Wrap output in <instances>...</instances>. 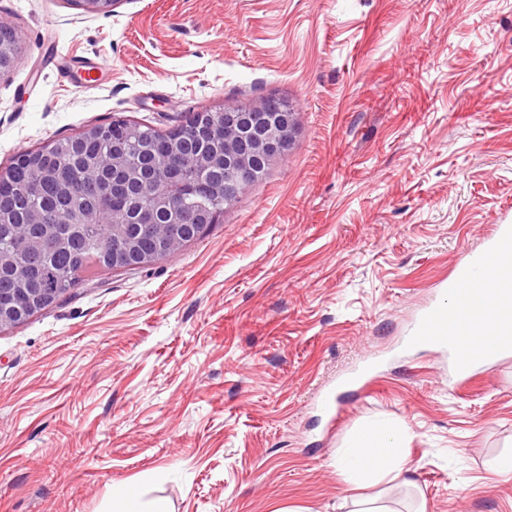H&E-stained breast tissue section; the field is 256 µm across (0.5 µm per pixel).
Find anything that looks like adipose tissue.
<instances>
[{
	"mask_svg": "<svg viewBox=\"0 0 512 512\" xmlns=\"http://www.w3.org/2000/svg\"><path fill=\"white\" fill-rule=\"evenodd\" d=\"M338 466L346 482L354 488L388 476L406 479L412 473L397 434L383 424L372 426L354 440L346 448Z\"/></svg>",
	"mask_w": 512,
	"mask_h": 512,
	"instance_id": "ef3b65f1",
	"label": "adipose tissue"
}]
</instances>
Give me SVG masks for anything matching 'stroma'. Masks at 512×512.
<instances>
[{
	"label": "stroma",
	"mask_w": 512,
	"mask_h": 512,
	"mask_svg": "<svg viewBox=\"0 0 512 512\" xmlns=\"http://www.w3.org/2000/svg\"><path fill=\"white\" fill-rule=\"evenodd\" d=\"M20 41L0 75V170L122 117L268 98L294 144L176 254L103 272L0 329V512H110L118 487L173 512H340L336 466L394 425L413 486L396 512H512V358L466 390L411 319L512 225V0H0ZM104 66L57 80L43 48ZM338 420L317 401L373 355Z\"/></svg>",
	"instance_id": "stroma-1"
}]
</instances>
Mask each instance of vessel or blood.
I'll use <instances>...</instances> for the list:
<instances>
[{"mask_svg": "<svg viewBox=\"0 0 512 512\" xmlns=\"http://www.w3.org/2000/svg\"><path fill=\"white\" fill-rule=\"evenodd\" d=\"M44 66L66 79L72 69H79L81 78L89 85L99 80L100 68L93 63L78 67L51 53L45 57ZM509 266L512 226L502 224L484 252L470 256L460 272L441 280L438 298L426 303L404 338L405 349H431L447 358L448 382L453 388H465L476 371L489 366L492 360L512 355V316L495 321L487 339L476 338L472 324L465 318L466 310L471 308H512V279L488 275L489 270L499 272ZM372 382L368 371L355 372L322 392L321 399L326 406H336L344 393L365 389Z\"/></svg>", "mask_w": 512, "mask_h": 512, "instance_id": "b4317fda", "label": "vessel or blood"}]
</instances>
